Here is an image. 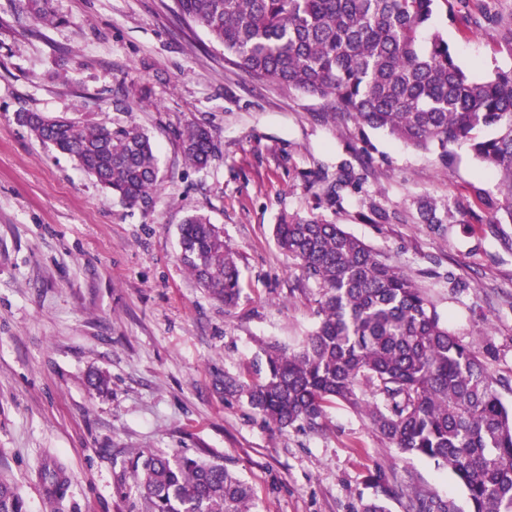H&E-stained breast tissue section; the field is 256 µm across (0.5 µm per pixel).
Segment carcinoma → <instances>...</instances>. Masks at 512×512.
I'll use <instances>...</instances> for the list:
<instances>
[{
    "mask_svg": "<svg viewBox=\"0 0 512 512\" xmlns=\"http://www.w3.org/2000/svg\"><path fill=\"white\" fill-rule=\"evenodd\" d=\"M44 23L63 22L50 0H19ZM438 0H172L174 15L224 47L234 65L256 78L327 98L333 111L417 149L469 142L498 177L502 216L512 224V67L473 79L445 34L423 33ZM512 57V17L491 16ZM17 121L40 142L76 161L129 206L157 193L158 158L150 135L135 123L82 124L66 116L20 112ZM488 129L489 137L475 131ZM188 163L206 168L216 145L201 124L181 134ZM426 224L448 223V207L419 202ZM278 247L317 289L318 321L296 348L264 343V375L224 378V393L243 395L279 429H322L336 401L364 414L400 453L442 465L466 494L467 512H512V408L479 357L440 322L430 302L397 266L382 260L341 225L316 216L285 215L275 225ZM180 260L227 309L242 284L235 253L210 216L195 213L179 227ZM141 512H252L254 492L215 455L138 452L128 461ZM61 501L62 472L40 474ZM381 496L363 512H388L393 489L373 478ZM0 512H28L17 484L0 475ZM410 512H462L454 501L419 492Z\"/></svg>",
    "mask_w": 512,
    "mask_h": 512,
    "instance_id": "1",
    "label": "carcinoma"
}]
</instances>
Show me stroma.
Segmentation results:
<instances>
[{
	"label": "stroma",
	"mask_w": 512,
	"mask_h": 512,
	"mask_svg": "<svg viewBox=\"0 0 512 512\" xmlns=\"http://www.w3.org/2000/svg\"><path fill=\"white\" fill-rule=\"evenodd\" d=\"M170 0H53L59 26L0 0V474L29 512H139L133 453L208 449L254 489L256 512H362L371 474L408 512L420 492L463 503L447 468L406 456L365 417L329 405L318 433L278 429L224 376L246 380L263 341L296 346L315 327L317 290L279 251L285 214L343 225L402 267L475 351L512 405V224L491 218L496 179L468 143L421 151L333 113L322 98L251 77L168 9ZM512 0H440L433 24L476 79L512 66L492 15ZM20 111L152 136L161 187L129 206L19 126ZM199 123L218 147L206 169L179 134ZM336 204L326 189L345 171ZM447 206L426 224L418 203ZM210 214L236 253L242 296L225 310L179 260L178 226ZM109 384L89 388L90 373ZM61 467L58 510L41 491Z\"/></svg>",
	"instance_id": "stroma-1"
}]
</instances>
